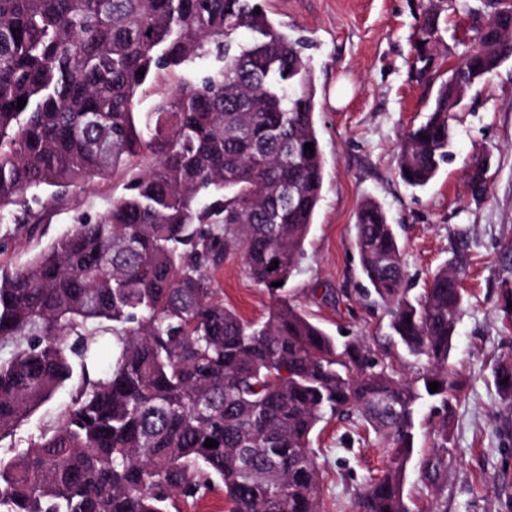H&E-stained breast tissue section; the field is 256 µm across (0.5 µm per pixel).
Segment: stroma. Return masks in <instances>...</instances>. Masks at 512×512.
Listing matches in <instances>:
<instances>
[{
  "mask_svg": "<svg viewBox=\"0 0 512 512\" xmlns=\"http://www.w3.org/2000/svg\"><path fill=\"white\" fill-rule=\"evenodd\" d=\"M426 0H267L269 15L310 44L317 89L316 127L324 155L322 199L290 299L337 343L360 344L369 355L411 379L427 368L392 338L388 303L369 293L354 247L355 212L378 202L398 237L405 293L418 296L444 263L461 261L465 300L448 362L458 389L448 403L426 399L415 414V449L404 491L412 512H512L500 490L512 481V405L492 382L499 356L512 353V332L498 310L512 284V60L470 89L454 124V159L422 189L398 175L400 134L424 120L448 71L468 49L484 0H447L429 78L412 70V35ZM490 158L486 198L473 199L464 174L473 155ZM124 175L93 179L60 200L42 192L37 224H0V270L12 271L69 231L96 217L123 193ZM225 306L247 320L274 305L247 274L240 254L213 273ZM75 384L54 397L6 438L27 447L54 427L70 406ZM448 426V445L435 431ZM312 440L321 475L323 512H356V498L384 464V451L356 416L320 423ZM437 456L446 478L427 486L421 462Z\"/></svg>",
  "mask_w": 512,
  "mask_h": 512,
  "instance_id": "1",
  "label": "stroma"
}]
</instances>
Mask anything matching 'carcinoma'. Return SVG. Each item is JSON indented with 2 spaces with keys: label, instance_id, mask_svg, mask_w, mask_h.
Returning a JSON list of instances; mask_svg holds the SVG:
<instances>
[{
  "label": "carcinoma",
  "instance_id": "1",
  "mask_svg": "<svg viewBox=\"0 0 512 512\" xmlns=\"http://www.w3.org/2000/svg\"><path fill=\"white\" fill-rule=\"evenodd\" d=\"M443 11L429 0L414 33L422 69ZM508 19L487 16L425 120L401 134L406 186L450 161L466 92L512 58ZM306 50L265 0H0V224L32 222L44 187L128 168L111 208L0 274V441L79 379L53 430L0 452V512H170L174 495L200 500L218 484L229 512H320L311 436L353 414L387 453L359 512H410L417 406L457 387V266L408 301L393 226L376 201L359 206L362 272L394 304V334L427 359L410 381L338 347L285 297L264 319H242L209 277L239 252L277 293L299 266L324 179ZM176 70L186 74L135 117L148 78ZM466 186L488 194L485 157ZM492 377L512 404L511 355Z\"/></svg>",
  "mask_w": 512,
  "mask_h": 512
}]
</instances>
